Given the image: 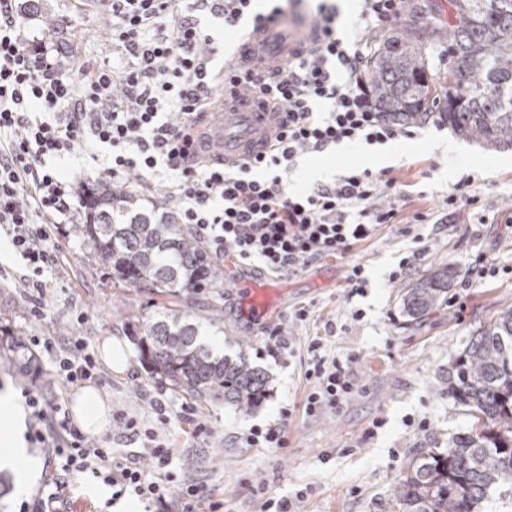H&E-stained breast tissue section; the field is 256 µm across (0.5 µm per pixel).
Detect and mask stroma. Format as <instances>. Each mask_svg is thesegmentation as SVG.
<instances>
[{
	"mask_svg": "<svg viewBox=\"0 0 512 512\" xmlns=\"http://www.w3.org/2000/svg\"><path fill=\"white\" fill-rule=\"evenodd\" d=\"M43 9L82 31L69 59L111 62L112 16L99 0H36L35 8L18 17L30 37L45 36L39 16ZM454 137L435 116L420 124L415 135L307 154L284 172L292 189L304 191L350 167L389 170L410 197L405 221L381 227L343 256L318 260L290 275L225 256L224 332L205 326L200 333L210 337L216 354L231 359L246 354L267 384L250 410L217 400L196 409L194 421L172 418L175 458L168 470L176 479L204 485L223 501V512H258L259 500L251 493L258 484L275 498L292 501L295 512H385L414 450L447 447L452 436L471 426L468 408L448 397V361L468 336L512 308V223L505 221L512 212V146L488 150L466 140L454 151L448 147ZM469 176L475 179L479 207L462 211L454 223H440L443 196ZM418 212L430 214L431 223H411ZM418 234L428 239V251L407 276L390 281L399 260L414 250ZM60 246L55 289L39 321L30 315L28 289L12 277L22 261L7 240H0V336H34L47 328L58 336L78 332L93 353L102 337L125 339L130 366L126 374L109 373L103 389L113 410L135 416L140 427L154 425L156 398L175 410L185 398L167 389L140 353L134 332L139 320L156 312L150 296L93 268L75 235H67ZM355 264L364 265L367 278L360 294L346 288ZM447 267L455 272L447 300L426 316H408L403 306L407 289ZM244 275L270 288L264 321L243 316L235 283ZM300 308L308 312L306 321L293 318ZM82 311L87 320L80 325L76 316ZM329 321L341 330L327 349L347 363L355 392L338 411L311 418L304 413L308 384L299 357L284 349L269 353L270 333L280 330L300 344L323 335ZM287 408L292 414L285 419L281 413ZM282 420L287 423L284 447L244 441L251 427ZM199 421L207 424V433H196ZM300 491L305 497L299 501L295 495Z\"/></svg>",
	"mask_w": 512,
	"mask_h": 512,
	"instance_id": "stroma-1",
	"label": "stroma"
}]
</instances>
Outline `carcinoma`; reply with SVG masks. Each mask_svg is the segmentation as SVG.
I'll return each instance as SVG.
<instances>
[{
	"instance_id": "cac0c4a2",
	"label": "carcinoma",
	"mask_w": 512,
	"mask_h": 512,
	"mask_svg": "<svg viewBox=\"0 0 512 512\" xmlns=\"http://www.w3.org/2000/svg\"><path fill=\"white\" fill-rule=\"evenodd\" d=\"M448 8L452 26L417 7L379 43L365 67L377 110L404 123L437 113L463 139L512 146V0H448ZM439 46L448 70L430 75L428 56ZM142 201L126 187L100 184L86 205L89 221L73 225L84 256L161 303L143 323L142 355L170 390L200 405L222 395L250 409L265 375L244 356L217 357L198 340L199 327L220 321L224 259L175 215L147 214ZM451 277L443 269L408 289L407 313L438 309ZM10 348L16 377L27 378L33 358L15 340ZM448 398L469 408L474 422L446 448L416 449L395 486L402 512H480L494 487L512 497V308L450 358Z\"/></svg>"
}]
</instances>
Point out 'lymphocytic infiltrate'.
Here are the masks:
<instances>
[{
    "instance_id": "1",
    "label": "lymphocytic infiltrate",
    "mask_w": 512,
    "mask_h": 512,
    "mask_svg": "<svg viewBox=\"0 0 512 512\" xmlns=\"http://www.w3.org/2000/svg\"><path fill=\"white\" fill-rule=\"evenodd\" d=\"M253 0H104L112 12L115 65L73 66L53 45L30 38L16 21L14 0H0V236L25 262L17 277L33 291L30 311L43 317V275L58 265L64 225L87 218L93 183L63 176L59 161L92 142L111 149L101 168L113 183L137 173L145 186L161 184L179 205L180 221L241 261L259 260L273 273H293L336 257L400 223L408 196L387 171L349 169L308 192H291L283 169L298 158L346 143L382 144L406 125L377 112L364 80L367 39L347 43L336 12L318 5L309 48L273 76L236 75L231 85L255 89L288 114V128L264 156L232 168L210 163L192 145L212 103L208 78L212 39L196 15L207 11L235 27L252 16ZM53 362L52 377L68 384L101 378L85 337L51 333L29 337ZM305 412L339 409L353 392L346 367L330 357L322 338L310 340ZM30 411L28 439L49 448L52 487L18 512H61L76 480L95 478L115 496L132 493L158 512H222L202 486L175 482L167 415L139 428L127 412L117 420L143 436L156 473L115 460L111 436L87 437L62 405L48 406L40 386L22 389Z\"/></svg>"
}]
</instances>
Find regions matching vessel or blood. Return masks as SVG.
<instances>
[{
  "instance_id": "b4317fda",
  "label": "vessel or blood",
  "mask_w": 512,
  "mask_h": 512,
  "mask_svg": "<svg viewBox=\"0 0 512 512\" xmlns=\"http://www.w3.org/2000/svg\"><path fill=\"white\" fill-rule=\"evenodd\" d=\"M306 27V22L288 17L264 20L234 44L230 63L241 71H277L301 49ZM287 120V113L271 111L259 94L235 93L210 108L198 144L204 155L234 165L262 156L272 133ZM238 286L246 297V315L263 319L268 312L264 290L245 277Z\"/></svg>"
}]
</instances>
